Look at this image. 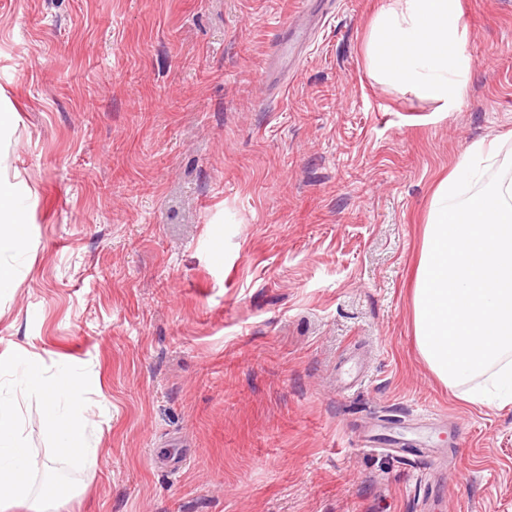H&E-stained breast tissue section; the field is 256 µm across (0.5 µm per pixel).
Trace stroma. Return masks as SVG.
Listing matches in <instances>:
<instances>
[{
    "label": "stroma",
    "mask_w": 512,
    "mask_h": 512,
    "mask_svg": "<svg viewBox=\"0 0 512 512\" xmlns=\"http://www.w3.org/2000/svg\"><path fill=\"white\" fill-rule=\"evenodd\" d=\"M385 4L0 0V354L94 379L59 512H512V405L437 380L412 303L438 182L512 160V0H460L445 112L370 70ZM5 195L0 186V256L21 254L28 246V224L25 215L3 203Z\"/></svg>",
    "instance_id": "obj_1"
}]
</instances>
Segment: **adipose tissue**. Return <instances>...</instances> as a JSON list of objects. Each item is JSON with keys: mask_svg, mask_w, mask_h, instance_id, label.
Masks as SVG:
<instances>
[{"mask_svg": "<svg viewBox=\"0 0 512 512\" xmlns=\"http://www.w3.org/2000/svg\"><path fill=\"white\" fill-rule=\"evenodd\" d=\"M466 27L459 0H389L367 43L370 70L383 80L414 86L442 107L464 97L472 60L464 49ZM28 246L25 215L0 202V292L11 290L15 268L2 255Z\"/></svg>", "mask_w": 512, "mask_h": 512, "instance_id": "adipose-tissue-1", "label": "adipose tissue"}]
</instances>
